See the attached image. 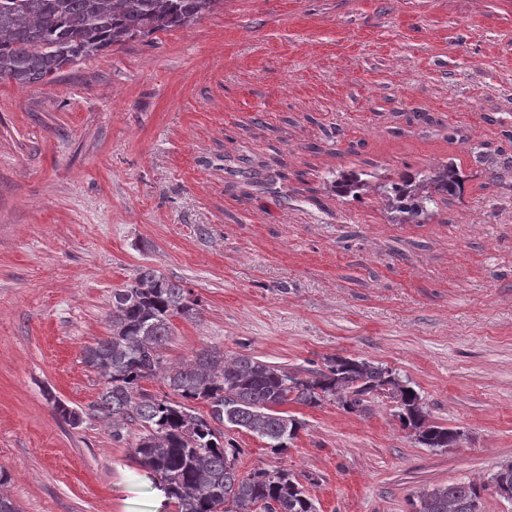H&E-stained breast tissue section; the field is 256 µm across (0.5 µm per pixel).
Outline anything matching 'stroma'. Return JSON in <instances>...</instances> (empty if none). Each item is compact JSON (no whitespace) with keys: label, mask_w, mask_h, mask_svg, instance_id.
Returning <instances> with one entry per match:
<instances>
[{"label":"stroma","mask_w":512,"mask_h":512,"mask_svg":"<svg viewBox=\"0 0 512 512\" xmlns=\"http://www.w3.org/2000/svg\"><path fill=\"white\" fill-rule=\"evenodd\" d=\"M511 129L512 0H224L51 83L0 81V490L20 512H172L109 420L70 427L47 399L96 400L81 351L150 266L202 310L175 321L168 362L365 358L461 433L425 447L386 399L294 404L282 454L227 431L239 474L288 470L318 512H413L454 482L512 512L492 487L512 463V187L490 176ZM228 157L284 172L287 201L230 185ZM448 158L463 192L423 224L323 188Z\"/></svg>","instance_id":"35a3bbf8"}]
</instances>
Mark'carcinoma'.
I'll use <instances>...</instances> for the list:
<instances>
[{
	"mask_svg": "<svg viewBox=\"0 0 512 512\" xmlns=\"http://www.w3.org/2000/svg\"><path fill=\"white\" fill-rule=\"evenodd\" d=\"M224 0H0V80L21 86L50 83L67 66L104 55L137 37L188 27ZM505 165L492 178L512 185V134ZM231 176L265 193L274 179L260 166L229 168ZM465 175L439 161L399 182L373 183L363 172L338 171L328 179L338 198L379 192L392 224H421L442 198L460 194ZM200 315L199 303L179 282L143 266L112 292L109 334L82 349L83 363L103 378L94 408L112 419V439L137 427L132 454L175 507V512H317L314 499L284 469L237 471L239 448L224 429L245 430L274 454L288 449L303 422L287 404L318 408L337 401L348 412L368 410L383 397L398 408L404 427L428 448H450L460 433L429 422L419 394L388 368L366 359L336 356L319 370L290 371L253 355L227 357L204 349L169 366L163 348L173 320ZM161 377L168 393L152 395L143 383ZM59 420L76 428L84 412L50 394ZM209 406L207 414L193 403ZM495 493L512 501V464L493 476ZM415 512H481L476 488L452 483L421 493Z\"/></svg>",
	"mask_w": 512,
	"mask_h": 512,
	"instance_id": "carcinoma-1",
	"label": "carcinoma"
}]
</instances>
